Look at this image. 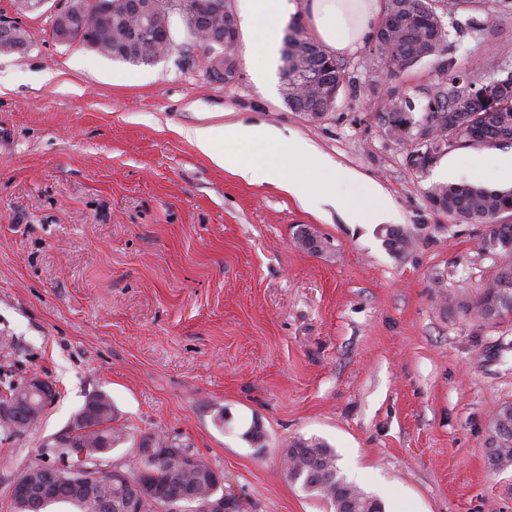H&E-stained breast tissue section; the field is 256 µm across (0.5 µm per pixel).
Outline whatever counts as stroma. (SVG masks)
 <instances>
[{
    "instance_id": "1",
    "label": "stroma",
    "mask_w": 512,
    "mask_h": 512,
    "mask_svg": "<svg viewBox=\"0 0 512 512\" xmlns=\"http://www.w3.org/2000/svg\"><path fill=\"white\" fill-rule=\"evenodd\" d=\"M56 5L0 0V21L25 35L23 49L0 51V336L13 345L0 370L57 392L35 429L0 444V512H13L25 459L96 391L133 436L112 462L133 463L146 434L188 440L223 471L238 512H330L284 472L297 438L334 448L341 473L385 512H512V467L486 462L489 422L512 402V319L463 308L498 260L478 249L481 227L426 197L443 178L511 187L498 161L512 145L452 150L423 173L407 166V144L384 134L378 112L394 87L423 107L428 58L390 76L371 45L345 54L335 107L311 121L283 100L281 60L257 77L239 43L234 80H210L203 45L176 16L171 51L133 65L58 41ZM489 20L464 34L463 15L445 17L457 66L512 65V13L493 8ZM250 121L315 145L337 193L351 192L345 172L376 182L409 249L391 254L377 225L284 192L292 168L251 184L183 135ZM300 225L326 240L323 253L298 247ZM255 422L258 446L244 436Z\"/></svg>"
}]
</instances>
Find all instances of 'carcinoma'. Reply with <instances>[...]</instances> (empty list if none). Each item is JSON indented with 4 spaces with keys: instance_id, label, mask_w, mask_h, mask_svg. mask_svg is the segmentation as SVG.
Returning <instances> with one entry per match:
<instances>
[{
    "instance_id": "carcinoma-1",
    "label": "carcinoma",
    "mask_w": 512,
    "mask_h": 512,
    "mask_svg": "<svg viewBox=\"0 0 512 512\" xmlns=\"http://www.w3.org/2000/svg\"><path fill=\"white\" fill-rule=\"evenodd\" d=\"M486 0H384V12L372 43L378 67L402 71L424 58L436 60L438 80L428 87L427 107L420 119L413 115L411 98L393 93L380 115L387 137L422 153L425 166L435 164L450 149L484 148L512 143V71H487L482 63L470 69L456 67L443 58L448 39L443 18L467 15L465 25L474 32L487 27L488 18L477 14L485 11ZM70 24L75 28L72 40L82 44L96 43L106 55L132 64H143L145 58L171 48L164 20L156 17L154 30L146 34L147 43L129 45L122 40L124 23L129 18V0H73L69 6ZM329 59L336 65V88L347 78L345 63L327 54L311 41L297 22L288 26V46L282 60L283 99L295 109L306 99L310 102L321 90L299 73L306 64L315 66ZM427 199L431 207L446 212L458 224H477L484 228L481 251L509 259L487 282L476 303L470 307L478 317L493 321L512 315V224L501 218L512 213V189H492L481 184L460 182L435 184ZM383 244L395 255L404 253L411 236L402 227L381 229ZM36 398L25 387V381L0 373V443H10L37 426L40 414L31 407ZM77 434L71 445L45 444L29 459L19 477L32 486L41 483L47 469L68 460L70 465L92 464L130 438L128 427L115 424L111 398L104 392L90 394L79 410ZM151 445L164 450L158 460L136 458L135 465L123 470V477L95 484L67 480L58 486L59 502L71 505L75 512H101V503H112V512H126V501L141 484L150 493L143 500L142 512H203L202 505L214 497H231L224 492V474L202 457H196L191 468L173 456L168 437L160 433L144 435L138 447ZM84 453L79 459L78 453ZM487 461L491 469L503 470L512 465V403L503 404L495 413L487 437ZM288 479L341 512L331 493L338 484L350 501L374 504L376 512H384L382 501L341 475L336 454L326 442L298 438L289 442L284 456Z\"/></svg>"
}]
</instances>
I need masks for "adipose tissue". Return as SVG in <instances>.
Masks as SVG:
<instances>
[{
	"mask_svg": "<svg viewBox=\"0 0 512 512\" xmlns=\"http://www.w3.org/2000/svg\"><path fill=\"white\" fill-rule=\"evenodd\" d=\"M299 9L316 41L334 54L356 50L371 40L380 16L379 0H239L240 31L255 75L265 74L278 48L282 24ZM186 137L215 166L250 183L262 182L282 162H292L298 175L283 182V189L295 194L300 187H308L304 203L334 201L347 223L375 224L390 213L389 198L370 180L357 182L365 206L337 196L335 185L316 179L330 168L329 159L306 139L286 136L275 127L203 125L188 130Z\"/></svg>",
	"mask_w": 512,
	"mask_h": 512,
	"instance_id": "ef3b65f1",
	"label": "adipose tissue"
}]
</instances>
